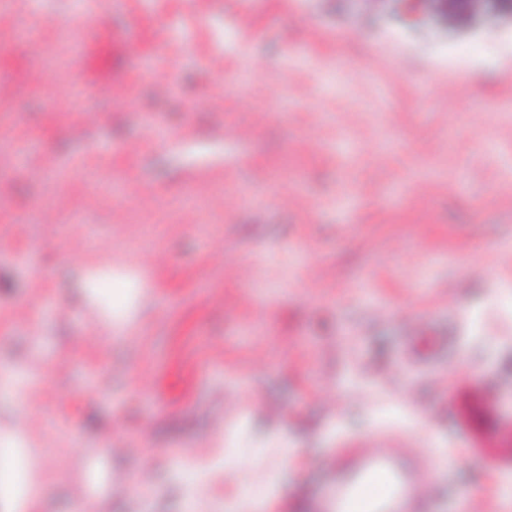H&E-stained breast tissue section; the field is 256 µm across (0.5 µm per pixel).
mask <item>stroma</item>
Instances as JSON below:
<instances>
[{
    "label": "stroma",
    "instance_id": "1",
    "mask_svg": "<svg viewBox=\"0 0 512 512\" xmlns=\"http://www.w3.org/2000/svg\"><path fill=\"white\" fill-rule=\"evenodd\" d=\"M82 8L0 10V365L25 395L0 437L52 512H127L144 470L137 512H310L330 450L375 432L428 459L433 512L503 499L512 393L463 418L512 371V16ZM90 271L134 282L123 332ZM416 324L450 343L407 365Z\"/></svg>",
    "mask_w": 512,
    "mask_h": 512
}]
</instances>
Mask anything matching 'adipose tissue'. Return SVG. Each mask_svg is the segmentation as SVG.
<instances>
[{
  "label": "adipose tissue",
  "mask_w": 512,
  "mask_h": 512,
  "mask_svg": "<svg viewBox=\"0 0 512 512\" xmlns=\"http://www.w3.org/2000/svg\"><path fill=\"white\" fill-rule=\"evenodd\" d=\"M87 283L100 303L115 314L116 327H123L135 294L129 278L92 275ZM35 469L36 463L23 439L0 443V512H44V487Z\"/></svg>",
  "instance_id": "adipose-tissue-1"
}]
</instances>
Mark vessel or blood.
Listing matches in <instances>:
<instances>
[{
  "mask_svg": "<svg viewBox=\"0 0 512 512\" xmlns=\"http://www.w3.org/2000/svg\"><path fill=\"white\" fill-rule=\"evenodd\" d=\"M435 499L419 451L374 437L350 454L331 450L311 512H428Z\"/></svg>",
  "mask_w": 512,
  "mask_h": 512,
  "instance_id": "b4317fda",
  "label": "vessel or blood"
}]
</instances>
